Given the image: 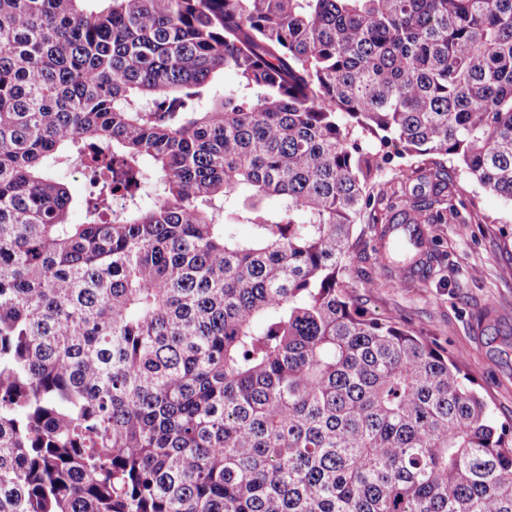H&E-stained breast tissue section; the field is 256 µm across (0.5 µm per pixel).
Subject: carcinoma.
<instances>
[{
    "instance_id": "1",
    "label": "carcinoma",
    "mask_w": 512,
    "mask_h": 512,
    "mask_svg": "<svg viewBox=\"0 0 512 512\" xmlns=\"http://www.w3.org/2000/svg\"><path fill=\"white\" fill-rule=\"evenodd\" d=\"M87 2L0 0V512H512V431L345 281L392 150L512 202V0Z\"/></svg>"
}]
</instances>
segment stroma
Returning <instances> with one entry per match:
<instances>
[{"mask_svg": "<svg viewBox=\"0 0 512 512\" xmlns=\"http://www.w3.org/2000/svg\"><path fill=\"white\" fill-rule=\"evenodd\" d=\"M409 172L396 159L382 169L374 189L375 216L356 227L346 280L361 307L401 320L447 350L496 422L511 426L512 204L444 163L445 201L459 215L428 225L438 261L430 275L410 277L375 261L380 226L397 216L389 208L395 182Z\"/></svg>", "mask_w": 512, "mask_h": 512, "instance_id": "stroma-1", "label": "stroma"}]
</instances>
